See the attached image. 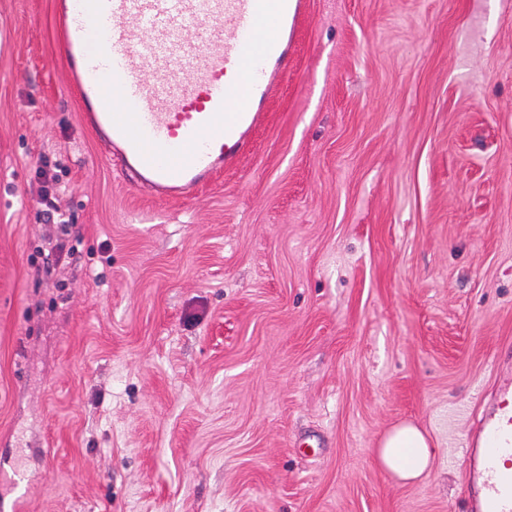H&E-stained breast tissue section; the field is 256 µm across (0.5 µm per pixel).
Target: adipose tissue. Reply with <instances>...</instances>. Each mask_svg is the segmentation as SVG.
Returning <instances> with one entry per match:
<instances>
[{"mask_svg": "<svg viewBox=\"0 0 512 512\" xmlns=\"http://www.w3.org/2000/svg\"><path fill=\"white\" fill-rule=\"evenodd\" d=\"M432 455L428 438L411 424L391 429L377 450L379 464L403 481L419 478L428 469Z\"/></svg>", "mask_w": 512, "mask_h": 512, "instance_id": "1", "label": "adipose tissue"}]
</instances>
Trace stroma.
Instances as JSON below:
<instances>
[{"label":"stroma","instance_id":"obj_1","mask_svg":"<svg viewBox=\"0 0 512 512\" xmlns=\"http://www.w3.org/2000/svg\"><path fill=\"white\" fill-rule=\"evenodd\" d=\"M54 0H0V493L24 512H465L512 387V0H308L238 165L101 155ZM83 233L33 268L41 156ZM410 423L433 460L374 458ZM432 455L428 438L411 424L395 426L377 448L379 464L402 481L419 478L428 469Z\"/></svg>","mask_w":512,"mask_h":512}]
</instances>
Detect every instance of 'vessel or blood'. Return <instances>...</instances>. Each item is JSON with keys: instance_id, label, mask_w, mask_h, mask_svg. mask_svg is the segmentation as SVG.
I'll list each match as a JSON object with an SVG mask.
<instances>
[{"instance_id": "1", "label": "vessel or blood", "mask_w": 512, "mask_h": 512, "mask_svg": "<svg viewBox=\"0 0 512 512\" xmlns=\"http://www.w3.org/2000/svg\"><path fill=\"white\" fill-rule=\"evenodd\" d=\"M306 0H56L83 125L162 199L236 167L293 58ZM203 38L187 36L199 21ZM470 512H512V389L468 455Z\"/></svg>"}]
</instances>
